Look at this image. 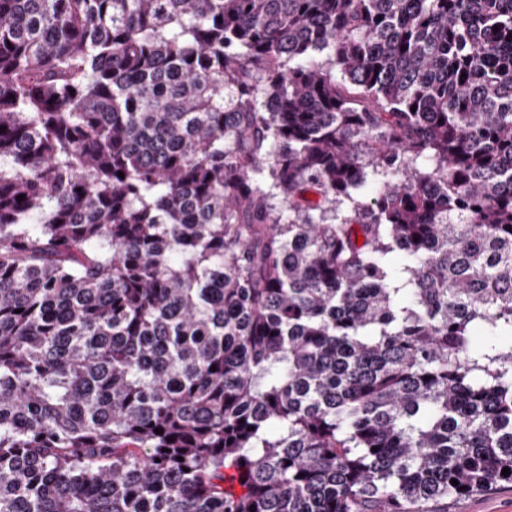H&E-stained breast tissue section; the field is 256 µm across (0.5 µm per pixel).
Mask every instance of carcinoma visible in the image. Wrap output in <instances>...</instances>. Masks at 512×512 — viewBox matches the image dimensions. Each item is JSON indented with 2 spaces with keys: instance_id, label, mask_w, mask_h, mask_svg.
Returning <instances> with one entry per match:
<instances>
[{
  "instance_id": "cac0c4a2",
  "label": "carcinoma",
  "mask_w": 512,
  "mask_h": 512,
  "mask_svg": "<svg viewBox=\"0 0 512 512\" xmlns=\"http://www.w3.org/2000/svg\"><path fill=\"white\" fill-rule=\"evenodd\" d=\"M0 127V512L512 485V0H0Z\"/></svg>"
}]
</instances>
